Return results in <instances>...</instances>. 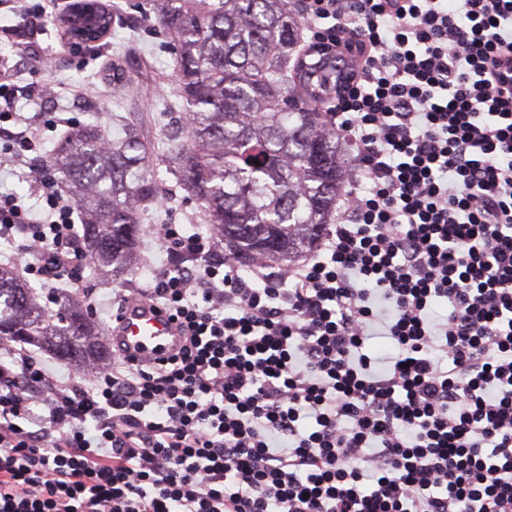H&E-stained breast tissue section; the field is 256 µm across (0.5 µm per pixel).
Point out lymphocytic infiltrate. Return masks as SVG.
Wrapping results in <instances>:
<instances>
[{"instance_id": "f902f5d3", "label": "lymphocytic infiltrate", "mask_w": 512, "mask_h": 512, "mask_svg": "<svg viewBox=\"0 0 512 512\" xmlns=\"http://www.w3.org/2000/svg\"><path fill=\"white\" fill-rule=\"evenodd\" d=\"M24 49L54 0H7ZM317 85L354 160L303 262L242 272L217 234L152 224L149 289L179 351L55 375L0 342V512H512V0H302ZM40 220L0 195L26 274L69 262L75 205L12 130ZM448 307L434 315L436 305ZM385 336L394 354L372 358Z\"/></svg>"}]
</instances>
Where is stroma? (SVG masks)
<instances>
[{
    "label": "stroma",
    "mask_w": 512,
    "mask_h": 512,
    "mask_svg": "<svg viewBox=\"0 0 512 512\" xmlns=\"http://www.w3.org/2000/svg\"><path fill=\"white\" fill-rule=\"evenodd\" d=\"M104 2L114 16L104 43L74 51L49 16L32 35L29 53L14 56L17 85L34 89L18 103L22 124L33 132L36 152L42 157L65 134L66 124L94 120L109 136L135 126L154 149L159 180L158 197L143 212L142 224H174L183 234L206 233L202 206L179 188L156 151L162 131L177 128L178 116L185 110L175 95L177 68L171 38L150 0ZM49 113L64 119V126L47 125ZM89 264V258L83 257L64 268L59 279H32L41 304L59 311L62 288L77 283L95 305L92 318L106 326L123 290L146 289L153 280L152 268L139 263L117 279L89 277Z\"/></svg>",
    "instance_id": "1"
}]
</instances>
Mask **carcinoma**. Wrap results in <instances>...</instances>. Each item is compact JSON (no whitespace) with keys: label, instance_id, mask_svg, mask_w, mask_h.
Masks as SVG:
<instances>
[{"label":"carcinoma","instance_id":"carcinoma-1","mask_svg":"<svg viewBox=\"0 0 512 512\" xmlns=\"http://www.w3.org/2000/svg\"><path fill=\"white\" fill-rule=\"evenodd\" d=\"M173 39L182 130L164 135L165 162L203 203L207 226L244 266L257 256L296 263L315 246L336 206L349 161L326 129L324 102L293 63L288 0H152ZM147 146L134 128L109 139L85 122L48 153L79 211L76 248L90 272L116 277L139 252L140 214L157 196ZM102 329L73 300L49 317L33 288L0 263V340L37 345L82 364L102 360Z\"/></svg>","mask_w":512,"mask_h":512}]
</instances>
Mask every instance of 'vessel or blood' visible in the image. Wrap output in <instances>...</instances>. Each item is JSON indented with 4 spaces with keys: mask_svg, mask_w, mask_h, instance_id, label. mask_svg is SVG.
I'll return each instance as SVG.
<instances>
[{
    "mask_svg": "<svg viewBox=\"0 0 512 512\" xmlns=\"http://www.w3.org/2000/svg\"><path fill=\"white\" fill-rule=\"evenodd\" d=\"M113 336L126 355L143 360L168 354L178 344L176 322L145 300L127 302L114 318Z\"/></svg>",
    "mask_w": 512,
    "mask_h": 512,
    "instance_id": "vessel-or-blood-1",
    "label": "vessel or blood"
}]
</instances>
